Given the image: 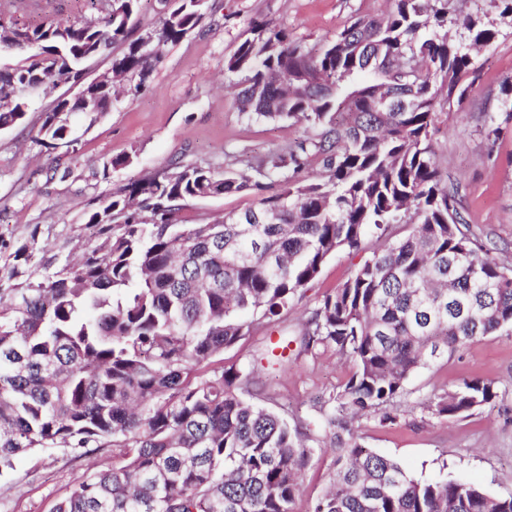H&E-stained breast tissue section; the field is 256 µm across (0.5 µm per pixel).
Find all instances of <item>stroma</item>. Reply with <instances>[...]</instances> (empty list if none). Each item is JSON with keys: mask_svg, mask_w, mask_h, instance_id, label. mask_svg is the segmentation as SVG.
<instances>
[{"mask_svg": "<svg viewBox=\"0 0 512 512\" xmlns=\"http://www.w3.org/2000/svg\"><path fill=\"white\" fill-rule=\"evenodd\" d=\"M206 6L199 27L182 42L164 47L145 90L124 94L100 119L70 115L77 137L74 151L38 143L33 121L50 105L47 97L34 101L30 126L0 134V232L13 244L23 243L36 225L43 246L69 254L88 240L85 210L120 187L162 172L170 161L242 169L268 151L287 149L301 128L241 114L224 73L227 56L247 37L254 20L272 21L313 47L354 16L385 14L390 0H207ZM449 7L455 15L481 18L495 36L473 51V87L442 117L434 139L437 166L444 182L462 187L469 231L512 264V116L501 107L504 88L512 86V17H501L494 0H449ZM94 14L88 0H39L13 21L36 27ZM491 124L499 129L493 142L485 136ZM126 155L130 165L105 172L111 159ZM258 201L252 191L221 195L190 202L181 217L187 224L206 223ZM379 246L371 236L363 250L336 252L276 325L259 327L225 350L224 366H246L281 337L292 340L287 361L277 371L257 373L246 399L288 420L307 421L317 416L330 391L345 385L354 371L351 361L331 350L300 354L293 340L319 300ZM474 378L497 381L498 395L491 404L447 420L428 413L426 404L435 394ZM351 432L362 447L395 460L415 477L444 473L494 495L512 494V331L482 338L420 369L406 383L394 423L362 418L352 422ZM307 450L310 463L293 512H310L329 480L330 435L308 442ZM100 460L97 453L74 459L56 450L20 457L14 471L0 477V512H52Z\"/></svg>", "mask_w": 512, "mask_h": 512, "instance_id": "obj_1", "label": "stroma"}]
</instances>
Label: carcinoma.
I'll return each instance as SVG.
<instances>
[{
	"instance_id": "carcinoma-1",
	"label": "carcinoma",
	"mask_w": 512,
	"mask_h": 512,
	"mask_svg": "<svg viewBox=\"0 0 512 512\" xmlns=\"http://www.w3.org/2000/svg\"><path fill=\"white\" fill-rule=\"evenodd\" d=\"M159 24L127 42L139 0H101L104 15L18 27L27 64L0 68V132L24 126L43 86L73 84L109 45L112 77L139 78L204 19L206 0H171ZM359 15L315 52L268 20L226 58L242 111L304 134L251 171L173 162L85 212L93 241L78 261L53 254L29 266L39 229L16 247L0 239V475L19 454L75 458L112 449L52 512H293L315 428L335 431L329 486L311 512H512L459 481L417 479L345 439L349 418L396 420L412 374L512 329V265L469 233L462 189L442 182L432 144L444 106L472 84L470 47L494 32L459 19L448 0H391ZM467 39L451 41L448 27ZM369 72L373 79L357 76ZM103 117L116 87L94 86ZM73 105L41 113L43 146L70 137ZM278 190L259 205L183 224L188 202ZM394 224L405 233L371 253L304 322L298 353L332 348L355 370L329 395L321 421L290 424L242 398L249 368L219 365L255 318L277 323L341 249ZM493 380L436 395L438 418L467 415L497 396Z\"/></svg>"
}]
</instances>
